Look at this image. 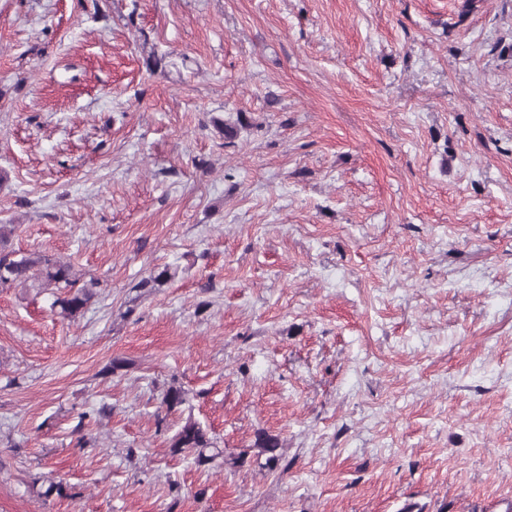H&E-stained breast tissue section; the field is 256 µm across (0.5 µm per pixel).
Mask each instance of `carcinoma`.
I'll use <instances>...</instances> for the list:
<instances>
[{"label":"carcinoma","instance_id":"carcinoma-1","mask_svg":"<svg viewBox=\"0 0 512 512\" xmlns=\"http://www.w3.org/2000/svg\"><path fill=\"white\" fill-rule=\"evenodd\" d=\"M10 233L7 226L0 225V288L48 291L54 296L52 308L60 317L74 320L82 315L101 287L100 281L91 277L82 282L71 263L39 252L18 254L5 250ZM185 402L186 392L179 386L171 385L163 392L162 404L169 411ZM258 446L267 455V467L275 468L280 460L278 437L265 433L259 437ZM170 451L174 455H192L199 466L208 465L221 455L208 432L190 419L171 438Z\"/></svg>","mask_w":512,"mask_h":512}]
</instances>
